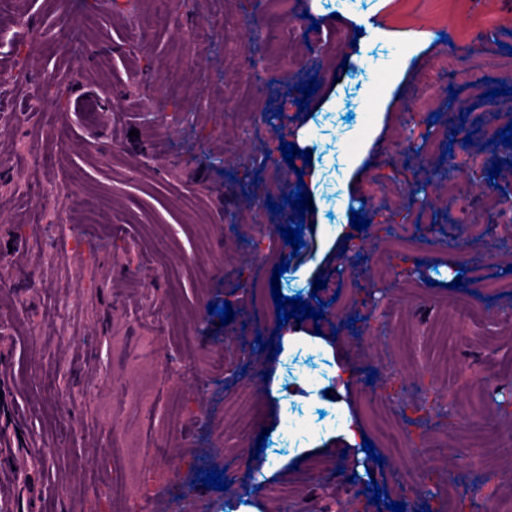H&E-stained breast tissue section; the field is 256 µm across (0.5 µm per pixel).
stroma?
I'll list each match as a JSON object with an SVG mask.
<instances>
[{"mask_svg":"<svg viewBox=\"0 0 512 512\" xmlns=\"http://www.w3.org/2000/svg\"><path fill=\"white\" fill-rule=\"evenodd\" d=\"M345 5L376 18L385 37L356 43L334 0H302L318 27L297 42L273 26L267 0H171L162 23L154 0H0V74L14 78L0 86V278L11 288L0 301V347L12 350L4 378L15 413L44 451L42 512H133L136 497L140 512H227L231 502L270 512L269 495L244 493L261 437L280 463L266 485L288 487L295 512H325L327 499L308 492L315 481L340 493L346 512H388L372 500L374 482L418 512H486L498 493L512 505V272L497 245L512 238V144L495 157L503 206L481 241L470 226L492 158L483 127L453 156L455 195L433 174L445 133L436 113L476 119L493 104L500 126L512 123V8L479 0L495 20L488 49L468 59L466 75L446 77L436 56L454 66L462 51L434 37L447 17L412 0ZM224 16L232 25L200 44L198 26ZM336 28L348 32L338 46L328 37ZM280 46L305 56L317 80L308 107L297 103ZM242 49L254 69L274 73V95L257 93ZM53 76L68 83L64 95L49 88ZM426 93L430 109L410 110ZM308 124L317 154L286 162L281 143ZM373 134L411 140L413 165L351 172ZM300 184L312 206L289 218L303 223L305 245L284 253L290 267L277 278L275 259L256 250L271 216L248 198L278 204ZM355 213L366 229L343 244L325 237L324 225ZM451 232L462 242L453 253L443 245ZM65 236L78 256L45 259ZM356 263L369 288L350 283ZM452 265L457 288L446 285ZM276 289L322 308L323 319L286 328L332 336L330 349H284ZM461 298L503 333L488 347L463 326L443 363L430 328L454 321ZM258 299L265 319L242 338L251 368L225 375L209 356L223 351L241 305ZM226 302L228 321L209 313ZM264 340L274 357L261 352ZM338 364L356 371L345 399L374 457L335 437L304 451L299 434L276 432L284 414L328 423L322 406L288 397ZM452 366L465 371L464 387L449 384ZM476 417L500 426L497 443H470ZM122 430L141 446L134 496L114 443ZM401 432L410 443L393 447ZM213 470L226 489L203 485ZM475 472L492 482L471 487Z\"/></svg>","mask_w":512,"mask_h":512,"instance_id":"35a3bbf8","label":"stroma"}]
</instances>
